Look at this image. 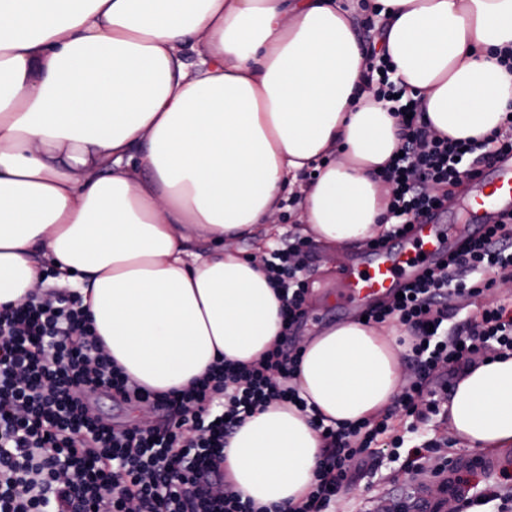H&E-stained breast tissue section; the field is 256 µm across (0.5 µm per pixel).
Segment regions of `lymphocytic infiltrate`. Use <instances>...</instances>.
<instances>
[{"label":"lymphocytic infiltrate","instance_id":"f902f5d3","mask_svg":"<svg viewBox=\"0 0 512 512\" xmlns=\"http://www.w3.org/2000/svg\"><path fill=\"white\" fill-rule=\"evenodd\" d=\"M369 69L377 75V98L392 102L400 119V152L381 173L391 186L392 220L375 238L382 244L444 203L449 187L512 152V119L480 143L438 136L392 80L387 54L371 53ZM306 244L294 238L263 261L284 293V336L254 362H216L184 390L155 393L131 379L105 351L78 294L52 290L0 307V512H256L227 482L224 448L256 411L306 406L292 384L300 352L287 336L305 302L307 285L292 259ZM508 268L512 220L506 218L402 296L368 312V323L403 328L398 343L414 378L395 411L338 427L316 421L323 454L309 494L292 512H328L355 463L382 452L397 456L405 439L394 432V412L419 419L439 414L429 384L441 371L472 365L489 351L512 352L505 302L477 306L464 323L452 321L491 290L495 272ZM102 394L161 410L164 419L147 428L107 422L94 409Z\"/></svg>","mask_w":512,"mask_h":512}]
</instances>
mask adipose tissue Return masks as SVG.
<instances>
[{
	"instance_id": "adipose-tissue-1",
	"label": "adipose tissue",
	"mask_w": 512,
	"mask_h": 512,
	"mask_svg": "<svg viewBox=\"0 0 512 512\" xmlns=\"http://www.w3.org/2000/svg\"><path fill=\"white\" fill-rule=\"evenodd\" d=\"M358 0H0V307L76 291L139 384L181 390L253 362L282 301L237 244L272 246L286 192L315 242L375 236L397 119L375 98ZM380 40L433 132L483 139L512 110V0H376ZM196 54L185 61L186 50ZM313 172L305 180V172ZM309 409L248 417L224 450L255 506L303 501L323 442L406 383L395 329L345 322L300 341ZM463 448L512 447V355L466 368L448 405Z\"/></svg>"
}]
</instances>
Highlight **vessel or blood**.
<instances>
[{
  "label": "vessel or blood",
  "instance_id": "1",
  "mask_svg": "<svg viewBox=\"0 0 512 512\" xmlns=\"http://www.w3.org/2000/svg\"><path fill=\"white\" fill-rule=\"evenodd\" d=\"M469 208L474 223L454 233L444 234L431 219L416 225L406 237L369 250L367 268L347 276L346 287L355 315H362L398 288L418 279L428 268L446 260L463 240L479 236L487 225L512 213V156L503 157L495 165L491 178L478 180Z\"/></svg>",
  "mask_w": 512,
  "mask_h": 512
}]
</instances>
